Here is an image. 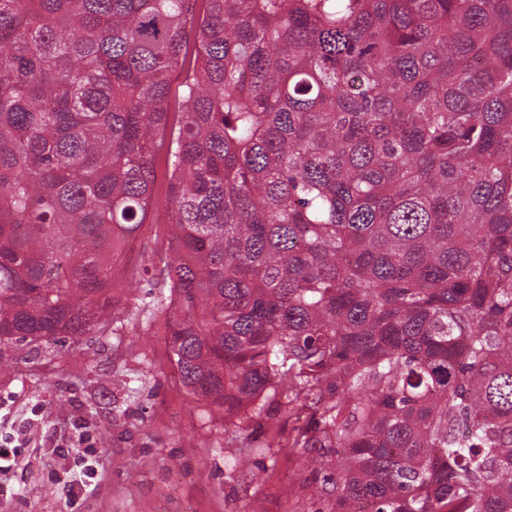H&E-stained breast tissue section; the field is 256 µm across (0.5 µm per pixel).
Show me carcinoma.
Segmentation results:
<instances>
[{"instance_id": "1", "label": "carcinoma", "mask_w": 512, "mask_h": 512, "mask_svg": "<svg viewBox=\"0 0 512 512\" xmlns=\"http://www.w3.org/2000/svg\"><path fill=\"white\" fill-rule=\"evenodd\" d=\"M29 2L0 352L105 331L162 204L168 301L126 320L233 427L307 412L313 512H512V0Z\"/></svg>"}]
</instances>
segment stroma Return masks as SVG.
<instances>
[{
  "label": "stroma",
  "instance_id": "35a3bbf8",
  "mask_svg": "<svg viewBox=\"0 0 512 512\" xmlns=\"http://www.w3.org/2000/svg\"><path fill=\"white\" fill-rule=\"evenodd\" d=\"M165 208L131 241L135 267L169 258ZM269 423L228 430L182 385L162 316L11 360L0 371V440L14 467L0 475V512H311L313 449L269 448ZM252 451L246 467L237 459ZM97 470L70 495L76 456Z\"/></svg>",
  "mask_w": 512,
  "mask_h": 512
}]
</instances>
